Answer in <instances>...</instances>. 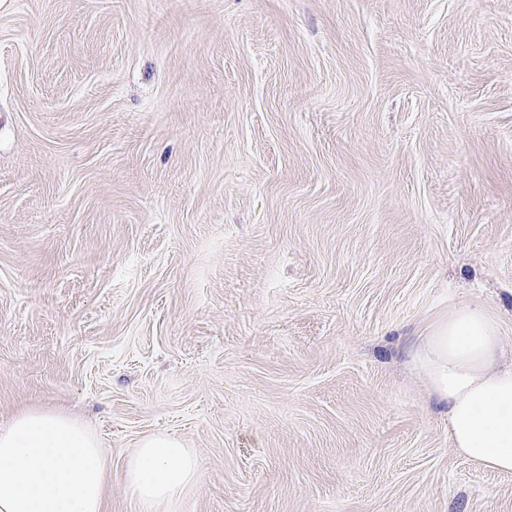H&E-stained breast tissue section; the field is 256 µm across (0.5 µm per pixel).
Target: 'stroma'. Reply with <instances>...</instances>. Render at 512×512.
<instances>
[{
    "label": "stroma",
    "instance_id": "stroma-1",
    "mask_svg": "<svg viewBox=\"0 0 512 512\" xmlns=\"http://www.w3.org/2000/svg\"><path fill=\"white\" fill-rule=\"evenodd\" d=\"M512 351V0H0V427L83 417L178 512H512L409 364ZM200 459L169 435L141 438L128 457L124 480L141 512H173L198 481Z\"/></svg>",
    "mask_w": 512,
    "mask_h": 512
}]
</instances>
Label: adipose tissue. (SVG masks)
<instances>
[{
	"mask_svg": "<svg viewBox=\"0 0 512 512\" xmlns=\"http://www.w3.org/2000/svg\"><path fill=\"white\" fill-rule=\"evenodd\" d=\"M501 323L485 305H453L409 356L448 411L463 457L512 473V365L501 367ZM200 459L169 435L141 438L124 480L140 512H175L198 481ZM112 473L99 436L83 420L30 408L0 428V512H103Z\"/></svg>",
	"mask_w": 512,
	"mask_h": 512,
	"instance_id": "adipose-tissue-1",
	"label": "adipose tissue"
}]
</instances>
